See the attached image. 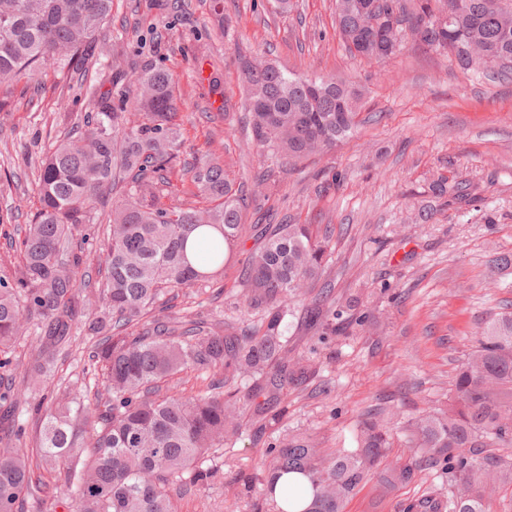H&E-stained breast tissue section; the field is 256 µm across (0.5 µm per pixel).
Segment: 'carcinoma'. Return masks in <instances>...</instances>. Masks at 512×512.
Wrapping results in <instances>:
<instances>
[{"label":"carcinoma","instance_id":"carcinoma-1","mask_svg":"<svg viewBox=\"0 0 512 512\" xmlns=\"http://www.w3.org/2000/svg\"><path fill=\"white\" fill-rule=\"evenodd\" d=\"M454 2L448 32L434 28L430 5ZM112 0H0V89L46 64L75 72L100 52L99 35ZM336 23L346 49L383 60L409 40L451 52L464 70H512V0H335ZM471 46L469 55L454 53ZM245 110L257 141L289 160L320 154L356 128L363 90L335 77H307L259 56L239 57ZM172 75L152 61L138 62L112 45V85L85 88L94 111L77 139L54 145L40 163L41 208L21 242L22 260L11 278L0 277V368L12 364L11 347L31 321L40 325L38 355L22 369L11 395L17 413L0 432V512H45L50 475L73 493L75 512H176L168 486H204L219 476L209 452L239 435L246 411L275 420L284 391L314 373L303 358L288 357L285 318L324 272L325 246L310 224L264 229L265 243L248 259L245 303L264 310L247 333L214 331L197 321L183 331L154 319L140 323L175 289L224 272V259L242 239L246 197L210 159L187 168L204 195L218 201L205 210L158 205L167 171L179 154ZM144 115L130 124L129 106ZM108 240L98 256L102 288L86 291L79 274L87 257L72 246L87 237L97 206L111 194ZM97 337L91 361L101 373L95 390L77 385L38 415L37 447L26 444L19 408L27 391L56 368V356L74 330ZM223 368L250 382L241 397L162 395L159 383L188 369ZM415 451L384 464L389 441L375 417L362 422L358 447L326 455L307 437L285 435L270 447L256 512H283L273 496L276 478L297 471L311 499L304 512H343L344 502L373 470L383 468L389 488L411 483L423 464L452 470L457 491L428 498L407 512H488L486 499L512 483V463L480 457L472 449L512 446V313L491 319L456 373L448 408L412 422Z\"/></svg>","mask_w":512,"mask_h":512}]
</instances>
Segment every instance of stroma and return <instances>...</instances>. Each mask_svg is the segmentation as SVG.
<instances>
[{
  "label": "stroma",
  "instance_id": "stroma-1",
  "mask_svg": "<svg viewBox=\"0 0 512 512\" xmlns=\"http://www.w3.org/2000/svg\"><path fill=\"white\" fill-rule=\"evenodd\" d=\"M112 0L102 53L85 74L50 64L1 91L0 276L18 268L16 245L40 206L37 166L61 140L82 130L92 109L82 77L109 75L113 42L161 63L175 77L184 140L167 170L162 207H207L185 167L214 159L245 193L268 174L264 194L244 214L252 230L221 275L175 291L154 315L170 325L194 320L214 330L246 329L260 314L244 303L243 266L265 224H311L329 233L324 278L310 290L342 311L343 335L291 317L288 347L309 358L313 378L289 389L279 422L249 419L240 435L211 452L222 471L211 485L172 489L178 512H225L237 474L260 473L265 451L284 434L314 439L326 452L354 449L368 411L399 412L390 457L406 454L411 421L446 407L458 366L492 316L512 312V76L494 80L461 69L450 55L414 43L380 62L352 56L336 31L334 0ZM262 53L289 72L338 76L364 92L353 137L291 164L260 145L245 119L237 71L241 54ZM468 187L467 197H436L433 181ZM92 337L76 332L54 377L33 399L52 404L88 372ZM223 371H188L162 385L191 395ZM446 471L424 468L415 481L385 488L368 476L345 512H405L410 501L447 494Z\"/></svg>",
  "mask_w": 512,
  "mask_h": 512
}]
</instances>
